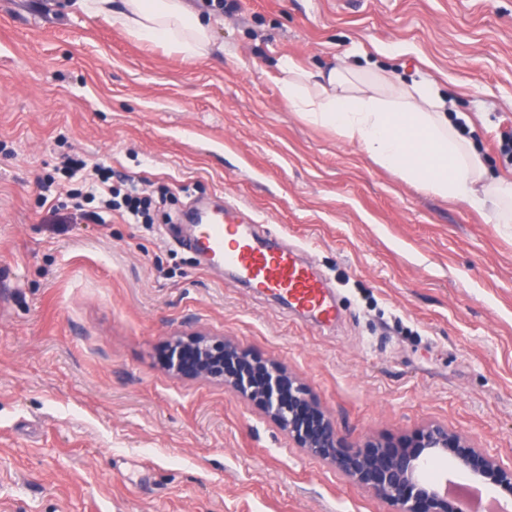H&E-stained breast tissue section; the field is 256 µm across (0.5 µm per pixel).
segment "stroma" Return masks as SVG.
<instances>
[{
  "label": "stroma",
  "instance_id": "obj_1",
  "mask_svg": "<svg viewBox=\"0 0 512 512\" xmlns=\"http://www.w3.org/2000/svg\"><path fill=\"white\" fill-rule=\"evenodd\" d=\"M68 0H0V512H390L252 403L159 362L202 329L288 366L345 443L436 422L512 462V224L415 189L286 111L280 58L435 81L512 177V0H226L183 62ZM153 199L84 219L66 158ZM223 200L333 290L320 327L208 267L182 215Z\"/></svg>",
  "mask_w": 512,
  "mask_h": 512
}]
</instances>
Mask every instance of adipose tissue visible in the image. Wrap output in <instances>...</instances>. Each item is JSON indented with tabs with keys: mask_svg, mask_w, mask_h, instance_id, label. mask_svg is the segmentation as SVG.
Returning <instances> with one entry per match:
<instances>
[{
	"mask_svg": "<svg viewBox=\"0 0 512 512\" xmlns=\"http://www.w3.org/2000/svg\"><path fill=\"white\" fill-rule=\"evenodd\" d=\"M71 12L103 16L136 39L168 46L182 60L209 55L218 43L209 16L187 0H70ZM280 91L289 111L333 129L375 164L410 185L474 208L486 200L512 198V180L491 174L474 144L451 122L431 81L385 93L374 73L367 88H356L353 71L337 59L319 92L305 84L309 73L292 58H281Z\"/></svg>",
	"mask_w": 512,
	"mask_h": 512,
	"instance_id": "ef3b65f1",
	"label": "adipose tissue"
}]
</instances>
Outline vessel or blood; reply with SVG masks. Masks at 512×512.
<instances>
[{
    "label": "vessel or blood",
    "instance_id": "vessel-or-blood-1",
    "mask_svg": "<svg viewBox=\"0 0 512 512\" xmlns=\"http://www.w3.org/2000/svg\"><path fill=\"white\" fill-rule=\"evenodd\" d=\"M201 231L198 250L213 265H221L252 288L283 301L289 309L323 322L336 318L330 289L313 267L287 246L271 244L257 231L232 221L226 212H195Z\"/></svg>",
    "mask_w": 512,
    "mask_h": 512
}]
</instances>
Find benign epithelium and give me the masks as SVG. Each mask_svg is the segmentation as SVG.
<instances>
[{
	"instance_id": "7a95c632",
	"label": "benign epithelium",
	"mask_w": 512,
	"mask_h": 512,
	"mask_svg": "<svg viewBox=\"0 0 512 512\" xmlns=\"http://www.w3.org/2000/svg\"><path fill=\"white\" fill-rule=\"evenodd\" d=\"M163 364L174 377L206 380L253 403L298 447L326 460L353 484L396 507L395 512H465L432 473L452 463L493 494L512 499L509 465L439 424L417 428L396 441L369 439L347 446L332 417L288 367L202 331H182L164 346Z\"/></svg>"
}]
</instances>
